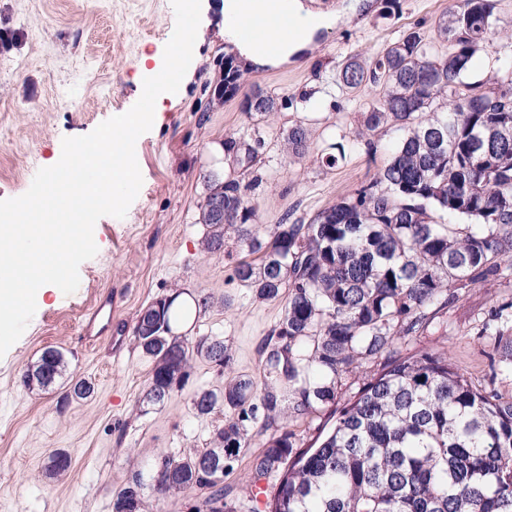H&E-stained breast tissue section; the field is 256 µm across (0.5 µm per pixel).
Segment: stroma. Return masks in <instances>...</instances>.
<instances>
[{
  "instance_id": "stroma-1",
  "label": "stroma",
  "mask_w": 512,
  "mask_h": 512,
  "mask_svg": "<svg viewBox=\"0 0 512 512\" xmlns=\"http://www.w3.org/2000/svg\"><path fill=\"white\" fill-rule=\"evenodd\" d=\"M355 16L318 31L285 62L247 67L224 34V0H201L190 74L166 101L135 154L143 183L124 218L101 217L94 228L96 256L79 267L71 294L46 293L20 339L0 356V512H112V496L130 470L149 472L157 455L181 458L209 445L223 414L199 416L201 389L223 385L216 368L194 361L184 388L160 405L145 403L151 361L136 349L133 328L141 309L176 292L209 294L188 336L220 339L236 371L258 374L259 347L277 325L283 301L258 303L234 277L242 252L227 239L223 253L207 254L199 222L207 193L204 174L230 170L224 138L244 130L264 141L257 169L240 180L256 209L260 235L284 214L311 218L368 181L397 138L389 129L376 154L351 152L336 166L323 161L330 143L348 139L363 119L367 95H348L338 75L353 52L371 58L419 22H434L454 0H358ZM171 0H0V200L28 191L40 168L60 156L62 140L91 133L140 98L136 64L163 56L172 36ZM231 58L247 86L276 98L278 110L247 118L243 93L212 98L224 74L214 61ZM308 131L304 154L283 156L280 134L294 125ZM112 299V339L75 343L95 300ZM512 302V270L452 289L434 325L410 337L406 351L447 347L451 362L474 385L494 386L512 398V362H491L494 343L479 329L491 306ZM49 347L66 367L47 390L25 389L21 372ZM85 379L95 388L85 400L67 398ZM255 438L251 453L260 452ZM63 450L70 468L53 476L50 456ZM251 453L233 461L224 486L238 512H265L262 494L243 489Z\"/></svg>"
}]
</instances>
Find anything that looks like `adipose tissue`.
Here are the masks:
<instances>
[{"label":"adipose tissue","mask_w":512,"mask_h":512,"mask_svg":"<svg viewBox=\"0 0 512 512\" xmlns=\"http://www.w3.org/2000/svg\"><path fill=\"white\" fill-rule=\"evenodd\" d=\"M288 14L295 23L297 34L294 38L282 41L277 52L267 53L243 37L240 20L244 12H251L253 17H261L268 8V0H250L249 7H242L241 0L224 2V34L237 44L247 60L257 65H268L288 58L309 42L312 34L326 27L328 20L322 16L312 15L306 11L301 0H287Z\"/></svg>","instance_id":"adipose-tissue-1"}]
</instances>
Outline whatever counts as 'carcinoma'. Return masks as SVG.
<instances>
[{"instance_id":"carcinoma-1","label":"carcinoma","mask_w":512,"mask_h":512,"mask_svg":"<svg viewBox=\"0 0 512 512\" xmlns=\"http://www.w3.org/2000/svg\"><path fill=\"white\" fill-rule=\"evenodd\" d=\"M496 9L497 0H459L436 22V36L418 23L373 59L349 56L340 85L379 89L351 144L374 151L388 125L402 137L368 183L307 223L285 216L261 236L240 181L203 176V250L223 252L234 234L246 252L235 278L259 302L285 299L284 314L276 339L261 349L258 382L233 370L224 341L173 334L172 325L207 308L209 296L180 311L169 296L140 312L134 340L152 363L147 402L162 404L181 390L198 358L224 375V386L196 392L194 410L222 413L224 425L202 451L158 455L148 484L130 471L112 512H140L148 486L163 498L198 490V509L236 512L220 483L225 459L250 447L251 428L268 434L247 474L252 487L276 478L268 512H512V400L475 386L445 351L396 355L448 304L450 289L512 260V75L466 79L493 38L512 41V22ZM245 102L250 118L278 110L260 89ZM307 142V130L294 126L281 151L300 155ZM261 146L246 132L224 139V153L243 170L257 163ZM215 199L224 211L210 208ZM377 362L381 371L332 411L318 445L298 447L290 422L336 404L342 376ZM64 363L48 348L20 381L49 389Z\"/></svg>"}]
</instances>
